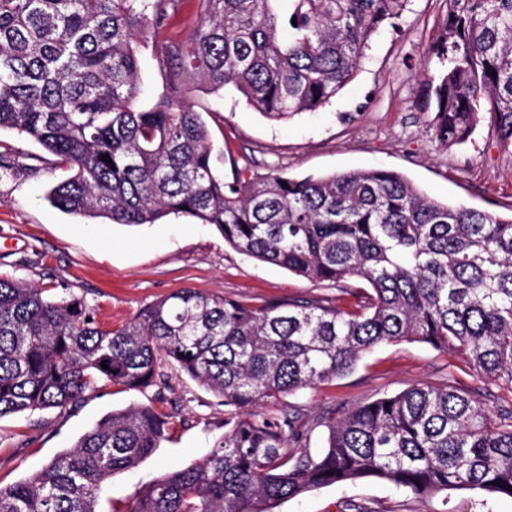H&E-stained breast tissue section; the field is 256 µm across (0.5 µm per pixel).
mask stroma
Segmentation results:
<instances>
[{
  "label": "stroma",
  "instance_id": "35a3bbf8",
  "mask_svg": "<svg viewBox=\"0 0 512 512\" xmlns=\"http://www.w3.org/2000/svg\"><path fill=\"white\" fill-rule=\"evenodd\" d=\"M446 8L445 0H409L397 26L372 38L355 79L317 112L289 121L264 118L234 86L212 94L187 82L183 97L208 125L216 172L244 181L276 170H393L435 200L512 211V146H502L487 122L459 146L443 149L432 139V115L424 110L425 89L415 72ZM8 153L21 156L22 164L0 168V277L47 289L57 300L85 298L103 327H119L182 288L254 305L332 297L339 309L352 307L350 296L338 295L335 286L242 255L213 226L188 215L125 226L67 214L47 194L70 177L68 165L35 141L1 131L0 154ZM165 374L160 386H102L69 409L0 418V484L40 470L104 415L132 405L161 414L165 437L136 469L113 477L100 495V512L134 496L142 483L200 462L224 432V407L176 369ZM416 383L451 384L493 411L512 407V389L481 377L462 353L403 342L377 346L347 375L260 411L299 405L313 416L338 413ZM351 504L370 512H512L507 497L489 495L480 503L458 490L444 501L421 502L379 479L318 488L283 501L274 512H345Z\"/></svg>",
  "mask_w": 512,
  "mask_h": 512
}]
</instances>
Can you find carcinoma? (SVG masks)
<instances>
[{
	"instance_id": "carcinoma-1",
	"label": "carcinoma",
	"mask_w": 512,
	"mask_h": 512,
	"mask_svg": "<svg viewBox=\"0 0 512 512\" xmlns=\"http://www.w3.org/2000/svg\"><path fill=\"white\" fill-rule=\"evenodd\" d=\"M408 2L200 0L199 21L169 36L181 0H0V130L69 164L48 193L55 207L126 226L192 216L240 253L353 298L342 311L327 298L255 306L184 289L106 329L81 297L0 277V418L66 409L100 384L143 390L162 381L164 362L224 404V435L202 463L149 481L113 512H272L370 478L417 500L512 498V408L493 414L452 385L415 384L339 417L258 412L385 343L460 351L512 389V216L437 202L383 169L228 182L213 169L207 123L182 101L194 75L212 92L234 85L269 120L314 112ZM148 38L166 92L141 108ZM416 77L437 145L466 143L483 114L512 145V0H448ZM351 278L368 287L343 288ZM165 424L148 406L106 415L41 471L0 486V512H98L112 477L151 455ZM319 427L326 446L313 454Z\"/></svg>"
}]
</instances>
